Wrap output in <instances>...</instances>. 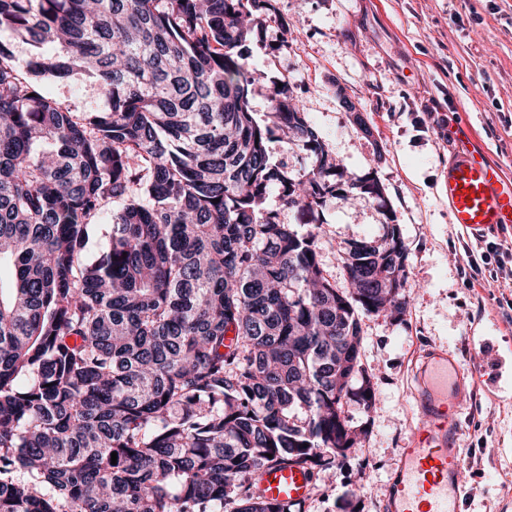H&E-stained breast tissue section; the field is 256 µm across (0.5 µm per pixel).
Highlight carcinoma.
<instances>
[{"label":"carcinoma","mask_w":512,"mask_h":512,"mask_svg":"<svg viewBox=\"0 0 512 512\" xmlns=\"http://www.w3.org/2000/svg\"><path fill=\"white\" fill-rule=\"evenodd\" d=\"M269 0H0V512H297L259 487L267 465L317 474L365 429L376 382L363 316L401 319L399 226L319 259L315 221L352 181L273 82L258 122L245 43ZM94 78L108 106L44 89ZM305 151L296 177L273 132ZM219 202H214V199ZM108 244L85 256L93 221ZM117 464H111V453ZM267 151L273 161L283 164L295 174H303L309 166L306 154L273 134L267 142ZM265 207L268 210H274L278 213L279 220L282 224H296V226L305 232L308 229L307 224H302L304 219L296 208H288L281 204L278 192L272 191L267 197Z\"/></svg>","instance_id":"carcinoma-1"}]
</instances>
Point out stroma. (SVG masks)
I'll return each instance as SVG.
<instances>
[{"label": "stroma", "mask_w": 512, "mask_h": 512, "mask_svg": "<svg viewBox=\"0 0 512 512\" xmlns=\"http://www.w3.org/2000/svg\"><path fill=\"white\" fill-rule=\"evenodd\" d=\"M248 42L250 106L270 110L272 81L285 82L348 177L374 173L384 201L328 197L319 210L322 267L346 287L340 255L351 241L381 237L398 225L408 248L403 320L362 319L361 361L377 383L375 407L355 401L346 415L366 429L344 463L315 476L302 512H383L401 449L418 424L413 364L428 348L456 360L487 321L512 348V288L495 265L471 271L474 235L451 224L443 184L453 144L464 128L490 159L512 165V0H271ZM77 112L108 104L88 78L47 86ZM371 127L363 134L353 111ZM481 286L471 287V278ZM467 450L462 512H512V400L476 389L463 409Z\"/></svg>", "instance_id": "stroma-1"}]
</instances>
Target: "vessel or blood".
I'll return each mask as SVG.
<instances>
[{"label":"vessel or blood","instance_id":"1","mask_svg":"<svg viewBox=\"0 0 512 512\" xmlns=\"http://www.w3.org/2000/svg\"><path fill=\"white\" fill-rule=\"evenodd\" d=\"M443 190L452 223L466 232L512 229V176L468 139H461L448 164ZM468 343V361L431 350L415 364L420 422L412 446L400 451L386 512H462L466 451L459 445L457 413L477 387L512 392V356L491 336H472ZM311 484L308 470L299 465L269 466L262 473L261 487L272 500L304 501Z\"/></svg>","mask_w":512,"mask_h":512}]
</instances>
